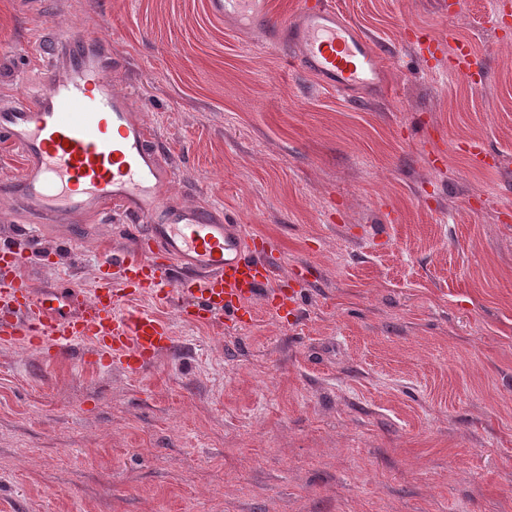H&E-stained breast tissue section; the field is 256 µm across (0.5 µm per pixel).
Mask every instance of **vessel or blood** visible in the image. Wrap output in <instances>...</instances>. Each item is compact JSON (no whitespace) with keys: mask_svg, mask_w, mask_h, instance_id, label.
<instances>
[{"mask_svg":"<svg viewBox=\"0 0 512 512\" xmlns=\"http://www.w3.org/2000/svg\"><path fill=\"white\" fill-rule=\"evenodd\" d=\"M261 2L208 0V9L219 20L259 22L268 33L265 47H288L298 67L338 94L349 97L377 84V48L324 0H303L281 22L259 11ZM36 51L55 63L34 101L0 107V140L24 159L18 179L1 182L0 193L51 219L88 209L107 218L120 207L135 246L105 256L98 288L72 317L71 294L35 292L17 273L35 234H26L25 246L0 248L1 336L54 357L87 341L96 365L136 372L167 351L173 336L166 322L123 306L122 298L149 294L166 301L177 294L188 300L181 316L203 322L237 315L256 299L271 310L297 306L294 291L269 297V286L282 283L283 275L270 258L268 238L211 209L168 199L172 171L129 98L113 93L112 61L98 43L58 31ZM112 269L118 280L109 277Z\"/></svg>","mask_w":512,"mask_h":512,"instance_id":"1","label":"vessel or blood"}]
</instances>
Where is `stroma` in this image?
I'll use <instances>...</instances> for the list:
<instances>
[{
  "label": "stroma",
  "mask_w": 512,
  "mask_h": 512,
  "mask_svg": "<svg viewBox=\"0 0 512 512\" xmlns=\"http://www.w3.org/2000/svg\"><path fill=\"white\" fill-rule=\"evenodd\" d=\"M382 50L347 99L207 0H0V106L34 98L32 52L99 38L112 90L165 146L172 201L220 207L303 267L298 317L167 322L140 373L0 339V512H512V0H330ZM468 42L473 83L403 34ZM483 142L497 165L458 143ZM84 248L19 269L97 286L126 219L60 222L0 196V242Z\"/></svg>",
  "instance_id": "stroma-1"
}]
</instances>
